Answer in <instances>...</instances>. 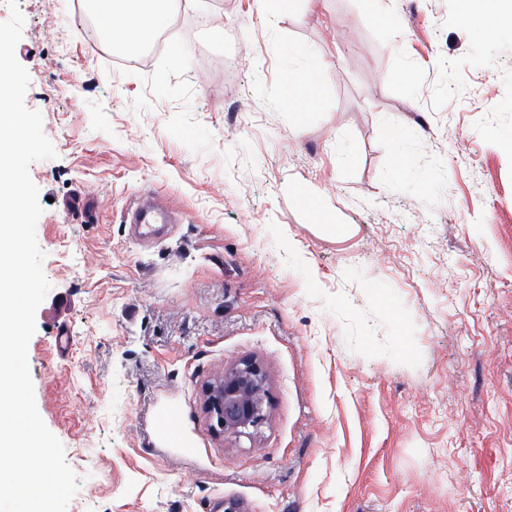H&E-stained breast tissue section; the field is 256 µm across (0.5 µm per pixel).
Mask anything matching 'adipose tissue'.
Here are the masks:
<instances>
[{"label":"adipose tissue","instance_id":"obj_1","mask_svg":"<svg viewBox=\"0 0 512 512\" xmlns=\"http://www.w3.org/2000/svg\"><path fill=\"white\" fill-rule=\"evenodd\" d=\"M172 0H89L90 11L113 49L134 55L168 23Z\"/></svg>","mask_w":512,"mask_h":512}]
</instances>
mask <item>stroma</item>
Here are the masks:
<instances>
[{"label":"stroma","mask_w":512,"mask_h":512,"mask_svg":"<svg viewBox=\"0 0 512 512\" xmlns=\"http://www.w3.org/2000/svg\"><path fill=\"white\" fill-rule=\"evenodd\" d=\"M18 4L68 512H512V37L460 0H386L392 31L369 0H175L126 66L73 0ZM312 59L318 107L287 105ZM142 193L177 218L148 242ZM244 356L271 408L237 442L201 388Z\"/></svg>","instance_id":"35a3bbf8"}]
</instances>
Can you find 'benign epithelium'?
Here are the masks:
<instances>
[{
	"mask_svg": "<svg viewBox=\"0 0 512 512\" xmlns=\"http://www.w3.org/2000/svg\"><path fill=\"white\" fill-rule=\"evenodd\" d=\"M269 373L254 357H242L202 388L203 409L212 427L239 439L252 438L268 420Z\"/></svg>",
	"mask_w": 512,
	"mask_h": 512,
	"instance_id": "obj_1",
	"label": "benign epithelium"
}]
</instances>
